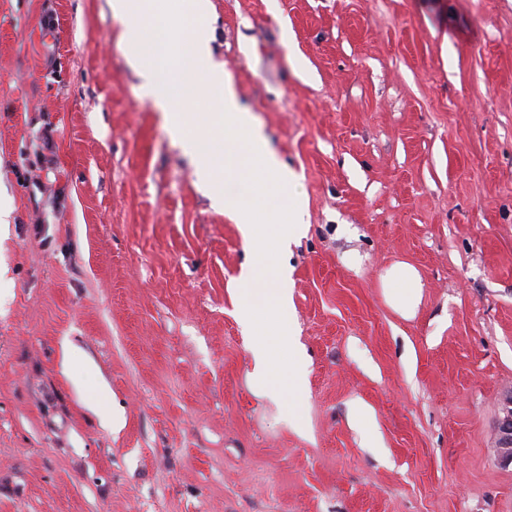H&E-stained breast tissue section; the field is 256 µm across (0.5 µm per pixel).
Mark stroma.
<instances>
[{"instance_id": "obj_1", "label": "stroma", "mask_w": 512, "mask_h": 512, "mask_svg": "<svg viewBox=\"0 0 512 512\" xmlns=\"http://www.w3.org/2000/svg\"><path fill=\"white\" fill-rule=\"evenodd\" d=\"M211 7L306 207L279 256L302 425L252 382L250 249L108 0H0V512H512V0ZM385 288L396 287L399 291L393 299L394 308L404 316L411 315L417 307L423 288L417 270L407 263L393 265L384 277ZM495 447L500 460L512 464V395L504 401L503 416L495 429Z\"/></svg>"}]
</instances>
